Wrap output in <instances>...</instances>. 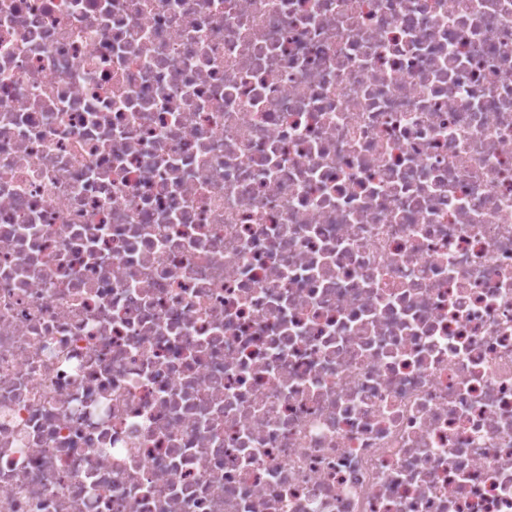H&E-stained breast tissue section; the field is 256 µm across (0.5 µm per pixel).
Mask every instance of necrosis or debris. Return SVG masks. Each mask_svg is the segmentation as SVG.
Returning a JSON list of instances; mask_svg holds the SVG:
<instances>
[{"label": "necrosis or debris", "instance_id": "obj_1", "mask_svg": "<svg viewBox=\"0 0 512 512\" xmlns=\"http://www.w3.org/2000/svg\"><path fill=\"white\" fill-rule=\"evenodd\" d=\"M0 512H512V0H0Z\"/></svg>", "mask_w": 512, "mask_h": 512}]
</instances>
